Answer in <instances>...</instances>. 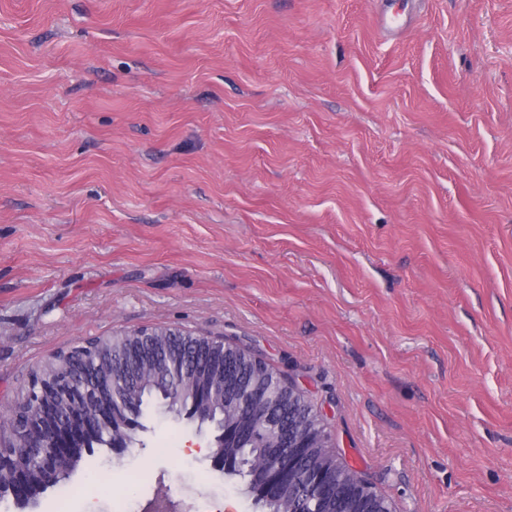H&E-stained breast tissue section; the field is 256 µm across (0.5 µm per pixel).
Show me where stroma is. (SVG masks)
Here are the masks:
<instances>
[{
    "mask_svg": "<svg viewBox=\"0 0 512 512\" xmlns=\"http://www.w3.org/2000/svg\"><path fill=\"white\" fill-rule=\"evenodd\" d=\"M145 326L295 380L397 512H512V0H0V410ZM143 423L36 512H255Z\"/></svg>",
    "mask_w": 512,
    "mask_h": 512,
    "instance_id": "obj_1",
    "label": "stroma"
}]
</instances>
